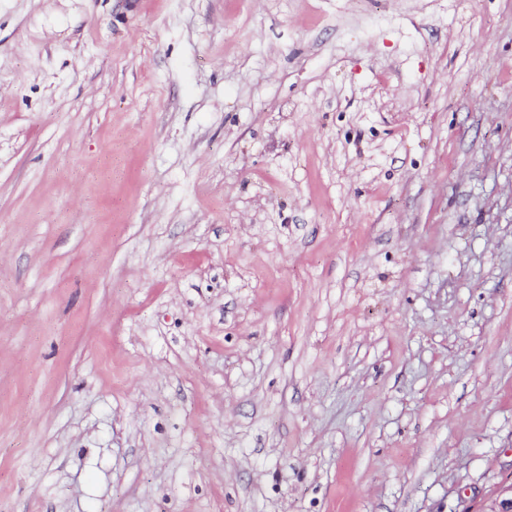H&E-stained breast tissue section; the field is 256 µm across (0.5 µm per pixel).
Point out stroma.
<instances>
[{
	"label": "stroma",
	"instance_id": "1",
	"mask_svg": "<svg viewBox=\"0 0 512 512\" xmlns=\"http://www.w3.org/2000/svg\"><path fill=\"white\" fill-rule=\"evenodd\" d=\"M511 484L512 0H0V512Z\"/></svg>",
	"mask_w": 512,
	"mask_h": 512
}]
</instances>
